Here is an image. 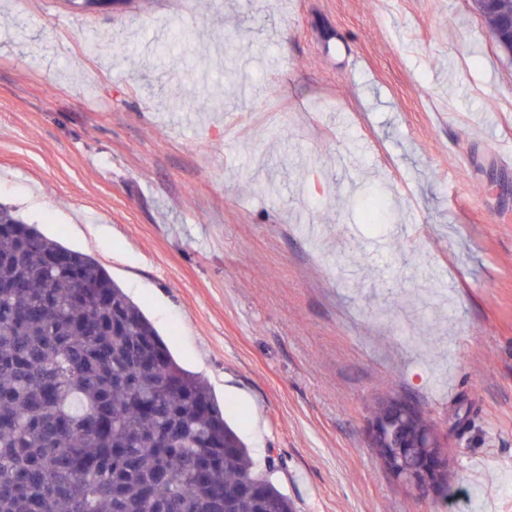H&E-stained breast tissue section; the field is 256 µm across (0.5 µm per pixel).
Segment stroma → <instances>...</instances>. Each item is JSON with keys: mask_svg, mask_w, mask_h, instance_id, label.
I'll list each match as a JSON object with an SVG mask.
<instances>
[{"mask_svg": "<svg viewBox=\"0 0 512 512\" xmlns=\"http://www.w3.org/2000/svg\"><path fill=\"white\" fill-rule=\"evenodd\" d=\"M0 203L108 270L296 512H512V59L471 0H0ZM387 395L447 498L383 469ZM377 409L395 427L408 426L410 419L416 414L414 403L408 399L384 398L377 404ZM368 434L372 448H399L401 457L404 459L416 460L419 456V448H427L434 454L439 463V471L447 478V454L444 448H447L443 438L430 424L427 429L418 434L416 448H401L400 434L395 432L393 428L381 427L373 418L369 422Z\"/></svg>", "mask_w": 512, "mask_h": 512, "instance_id": "35a3bbf8", "label": "stroma"}]
</instances>
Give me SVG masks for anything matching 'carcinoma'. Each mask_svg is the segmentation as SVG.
I'll return each instance as SVG.
<instances>
[{"label":"carcinoma","instance_id":"carcinoma-1","mask_svg":"<svg viewBox=\"0 0 512 512\" xmlns=\"http://www.w3.org/2000/svg\"><path fill=\"white\" fill-rule=\"evenodd\" d=\"M473 8L512 54V0ZM225 410L104 266L0 205V512H294Z\"/></svg>","mask_w":512,"mask_h":512}]
</instances>
